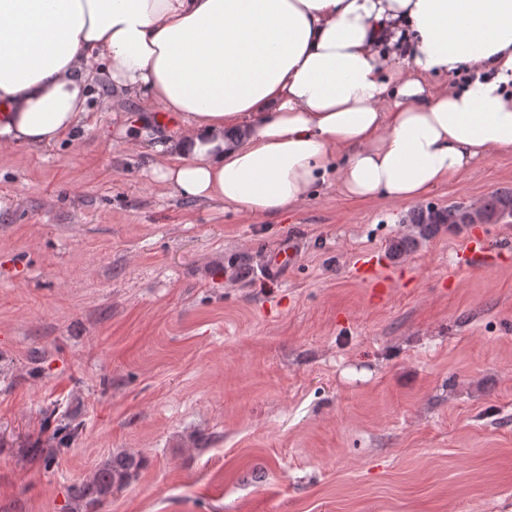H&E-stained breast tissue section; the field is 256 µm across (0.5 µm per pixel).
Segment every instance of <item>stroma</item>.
Listing matches in <instances>:
<instances>
[{"label": "stroma", "mask_w": 512, "mask_h": 512, "mask_svg": "<svg viewBox=\"0 0 512 512\" xmlns=\"http://www.w3.org/2000/svg\"><path fill=\"white\" fill-rule=\"evenodd\" d=\"M87 106L76 137L0 154V512H74L118 453L144 464L88 512H512V223L473 228L507 259L471 269L466 225L394 257L413 207L389 199L324 187L251 221L152 178L112 119L136 99L99 77ZM504 189L494 154L427 202Z\"/></svg>", "instance_id": "1"}]
</instances>
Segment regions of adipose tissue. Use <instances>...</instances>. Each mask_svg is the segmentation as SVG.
Masks as SVG:
<instances>
[{"instance_id":"adipose-tissue-1","label":"adipose tissue","mask_w":512,"mask_h":512,"mask_svg":"<svg viewBox=\"0 0 512 512\" xmlns=\"http://www.w3.org/2000/svg\"><path fill=\"white\" fill-rule=\"evenodd\" d=\"M98 61L156 179L250 219L323 184L411 203L512 154V0H0V150L87 126Z\"/></svg>"}]
</instances>
